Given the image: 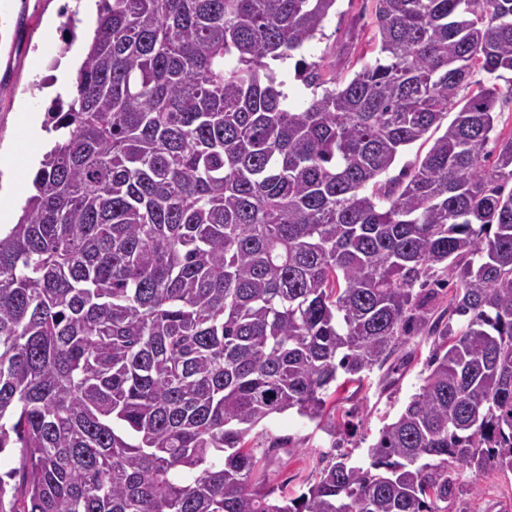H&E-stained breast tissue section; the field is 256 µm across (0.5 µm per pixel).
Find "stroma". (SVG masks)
<instances>
[{
  "mask_svg": "<svg viewBox=\"0 0 512 512\" xmlns=\"http://www.w3.org/2000/svg\"><path fill=\"white\" fill-rule=\"evenodd\" d=\"M82 0H0V159L21 158L25 146L18 136L22 112L46 115L53 107L42 85L44 72L35 57L53 63L69 47L85 48L95 26V13L83 11ZM371 0H337L336 10L325 22L323 36L312 40L307 61L352 77L360 68L350 60L345 47L350 38L365 43L373 34ZM432 342L424 334L414 335L401 352L383 367L367 372L362 381L348 382L331 395L336 409V432L330 433L296 413L276 415L251 434L256 448L271 440H299L298 449H280L266 466L270 485L286 486L288 492L304 491L320 472L349 454L352 460L367 458L382 427L393 421L429 373ZM460 512H512V475L495 471L482 474L476 493L459 501Z\"/></svg>",
  "mask_w": 512,
  "mask_h": 512,
  "instance_id": "1",
  "label": "stroma"
}]
</instances>
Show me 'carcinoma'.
<instances>
[{"instance_id": "1", "label": "carcinoma", "mask_w": 512, "mask_h": 512, "mask_svg": "<svg viewBox=\"0 0 512 512\" xmlns=\"http://www.w3.org/2000/svg\"><path fill=\"white\" fill-rule=\"evenodd\" d=\"M96 2L65 136L0 224V512H448L512 473V133L484 153L512 0H373L374 61L297 60L321 90L297 106L269 61L337 0ZM438 269L431 372L368 466L295 497L255 478L254 429L335 430L339 374L429 321ZM448 279L445 274L438 271L433 276L429 277L423 287L416 285L414 292H427L433 288L432 293L434 296L429 299L428 307L436 312L435 316L439 315L442 311L448 308V300L453 294V290L448 288L444 283ZM438 282V283H437Z\"/></svg>"}]
</instances>
